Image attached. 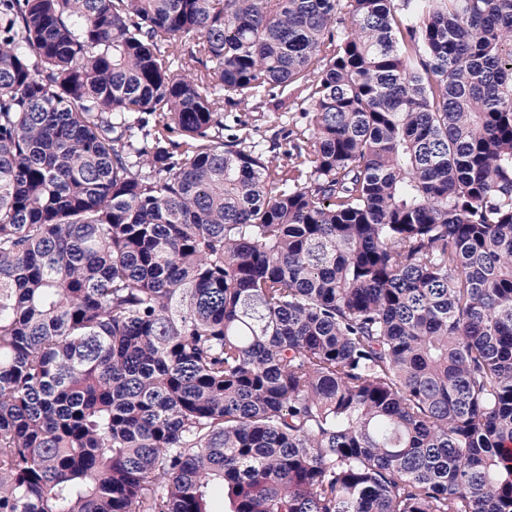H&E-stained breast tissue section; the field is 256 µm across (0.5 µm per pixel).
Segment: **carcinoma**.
<instances>
[{
    "instance_id": "1",
    "label": "carcinoma",
    "mask_w": 512,
    "mask_h": 512,
    "mask_svg": "<svg viewBox=\"0 0 512 512\" xmlns=\"http://www.w3.org/2000/svg\"><path fill=\"white\" fill-rule=\"evenodd\" d=\"M511 447L512 0H0V512H512ZM279 114L272 107L258 109L257 112H233L225 120V123L234 126V117L237 116L241 120L246 121L250 127H256L259 130V134H263L265 130L270 129L268 127L277 124L279 119L276 118L279 117Z\"/></svg>"
}]
</instances>
